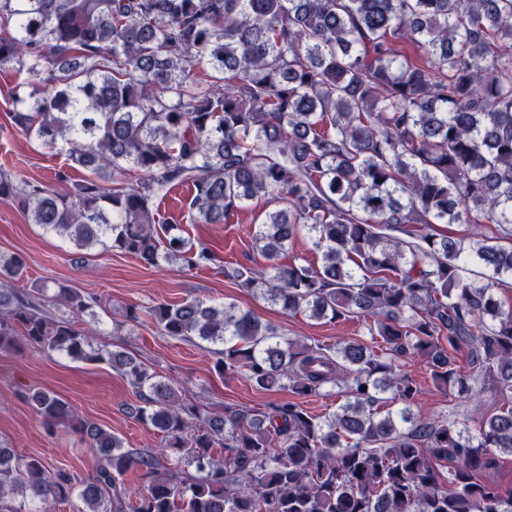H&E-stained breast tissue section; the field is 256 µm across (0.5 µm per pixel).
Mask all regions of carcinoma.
Segmentation results:
<instances>
[{
  "instance_id": "obj_1",
  "label": "carcinoma",
  "mask_w": 512,
  "mask_h": 512,
  "mask_svg": "<svg viewBox=\"0 0 512 512\" xmlns=\"http://www.w3.org/2000/svg\"><path fill=\"white\" fill-rule=\"evenodd\" d=\"M405 42L424 63L398 54ZM194 63L213 75L192 78ZM0 67L32 86L14 125L89 172L57 191L0 171V199L30 223L80 251L204 269L212 249L156 226L153 198L189 185L192 220L222 224L265 197L253 238L267 265L225 275L285 314L358 317L383 343L291 338L197 298L127 310L215 346L220 375L345 398L324 417L291 401L217 410L80 327L97 297L23 291L24 257L0 252V352L112 366L174 461L28 393L43 425L72 428L99 466L80 478L0 442V512L74 495L78 512H128L134 468L147 487L133 512H512V489L490 479L512 456V306L497 298L512 279V0H0ZM437 224L501 234L452 239ZM302 232L322 264H279ZM413 357L454 399L475 383L493 392L495 412L471 430L414 410Z\"/></svg>"
}]
</instances>
